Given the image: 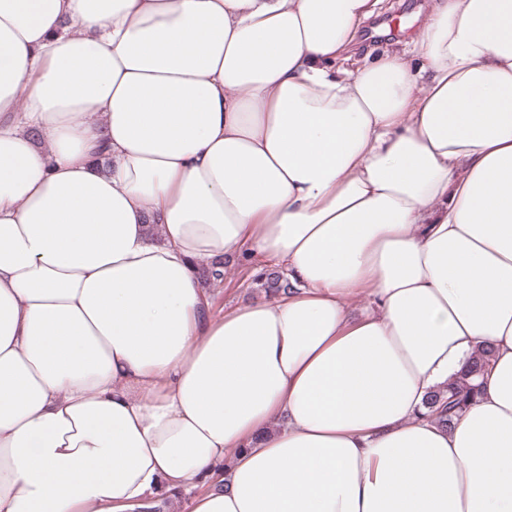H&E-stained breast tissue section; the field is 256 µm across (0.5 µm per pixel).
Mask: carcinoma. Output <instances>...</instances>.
Instances as JSON below:
<instances>
[{"label": "carcinoma", "instance_id": "cac0c4a2", "mask_svg": "<svg viewBox=\"0 0 512 512\" xmlns=\"http://www.w3.org/2000/svg\"><path fill=\"white\" fill-rule=\"evenodd\" d=\"M262 286L273 295L290 290L288 279L274 273L265 275ZM487 367H489V354L485 350L471 363L465 373L427 397L426 405L429 415L444 427L461 417L470 400L478 393L477 380L484 375Z\"/></svg>", "mask_w": 512, "mask_h": 512}]
</instances>
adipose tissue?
Returning <instances> with one entry per match:
<instances>
[{"mask_svg":"<svg viewBox=\"0 0 512 512\" xmlns=\"http://www.w3.org/2000/svg\"><path fill=\"white\" fill-rule=\"evenodd\" d=\"M374 7L0 0V512H512V0ZM430 0H382L375 14L362 26L351 60L341 68L350 72L385 49H398L412 60L419 58V33L429 12ZM224 272L214 267L201 269V276L205 282L218 281L224 278L223 282L212 286L215 288V299L213 312L217 315L224 312L225 307H231L239 303L250 301L263 294L259 288L251 283V268L240 263L225 260ZM489 351H483L457 379L440 387L427 397L429 415L438 424L448 427L466 411L471 399L478 393L477 380L489 367Z\"/></svg>","mask_w":512,"mask_h":512,"instance_id":"1","label":"adipose tissue"}]
</instances>
